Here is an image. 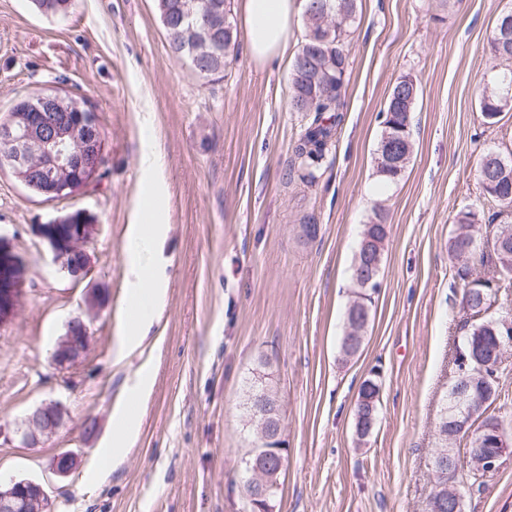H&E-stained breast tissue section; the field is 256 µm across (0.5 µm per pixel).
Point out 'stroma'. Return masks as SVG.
<instances>
[{"label":"stroma","instance_id":"35a3bbf8","mask_svg":"<svg viewBox=\"0 0 512 512\" xmlns=\"http://www.w3.org/2000/svg\"><path fill=\"white\" fill-rule=\"evenodd\" d=\"M510 6L359 0L345 118L308 182L293 154L307 117L291 105L290 62L256 65L240 36L223 79L208 81L170 52L156 0H72L62 17L32 0H0V118L27 96L78 95L104 142L97 180L63 199L34 196L0 169V237L27 267L20 308L0 325V480L40 482L52 512H246L241 469L254 434L244 402L264 373L286 448L274 512H425L435 423L465 336L449 239L461 210L495 209L478 185L481 154L512 153V112L489 125L478 105L494 74L487 38ZM404 75L419 87L414 152L387 185L376 174L381 112ZM150 147L166 182L168 229L155 258L167 293L158 323L122 358L126 228ZM379 205L388 225L381 288L362 348L346 362L351 269ZM77 210L96 226L91 270L79 281L33 231ZM93 292L105 301L92 313ZM77 317L90 345L61 370L53 350ZM146 361L154 380L138 433L121 460L99 470L113 409ZM374 369L381 405L361 446L354 405ZM50 402L62 407V425L23 445L18 424ZM65 452L78 466L61 477L51 462ZM463 510L512 512V452L465 492Z\"/></svg>","mask_w":512,"mask_h":512}]
</instances>
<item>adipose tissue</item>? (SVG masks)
<instances>
[{
	"label": "adipose tissue",
	"instance_id": "1",
	"mask_svg": "<svg viewBox=\"0 0 512 512\" xmlns=\"http://www.w3.org/2000/svg\"><path fill=\"white\" fill-rule=\"evenodd\" d=\"M248 52L263 65L284 58L288 33L301 11L299 0H238ZM142 191L128 226L130 306L138 307L128 323L122 348L136 349L148 335L161 309L166 283L154 260V246L166 232L165 181L157 156L146 151L140 160Z\"/></svg>",
	"mask_w": 512,
	"mask_h": 512
}]
</instances>
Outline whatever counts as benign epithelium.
I'll list each match as a JSON object with an SVG mask.
<instances>
[{
    "label": "benign epithelium",
    "instance_id": "obj_1",
    "mask_svg": "<svg viewBox=\"0 0 512 512\" xmlns=\"http://www.w3.org/2000/svg\"><path fill=\"white\" fill-rule=\"evenodd\" d=\"M196 46L191 48L194 69L202 75L208 69L202 66L203 52L215 46L213 29L206 25L196 28ZM42 113L39 116L16 114L7 116L5 126L0 128V138L13 146V150L0 157V165L9 168L25 187L32 186V163L29 160L22 141L17 138L14 128L19 126L26 132L25 141L41 144L48 163L40 167L42 180L54 182V189L48 192L49 199L70 196L87 187L100 168L98 159L103 156V143L97 135L86 137V142L77 144L69 138L62 126L46 121V113L56 110L59 101L54 94L40 96ZM74 165L85 168L86 175L81 180H64L61 174ZM34 233L51 248L55 260L61 269L75 279L86 276L89 266L88 245L94 234V225L82 211L73 212L63 218L46 224L34 225ZM77 253L81 261L76 265L67 262V256ZM379 259L367 264V269L359 273L356 284L360 288H376V273ZM26 266L14 253L13 248L0 240V324L12 319L18 312L22 288L26 279ZM90 343V329L87 323L73 319L67 324L66 332L59 338L53 351V362L65 369L77 362L87 351ZM449 412L458 426L465 428L474 419L473 403L468 394L458 388L450 391ZM252 410L260 416L259 432L266 442L281 438L282 422L275 409H269L264 398L256 394L251 397ZM63 421V412L55 403L42 404L30 411L16 429L20 442L26 446H35L42 440L53 436ZM484 447L470 448L466 462L478 473L487 476L495 473L502 457L512 450V439L503 430L492 426H482ZM72 454L64 453L53 460V471L59 476L68 475L75 467ZM0 512H50V501L43 486L35 481L13 480L4 485L0 483Z\"/></svg>",
    "mask_w": 512,
    "mask_h": 512
}]
</instances>
